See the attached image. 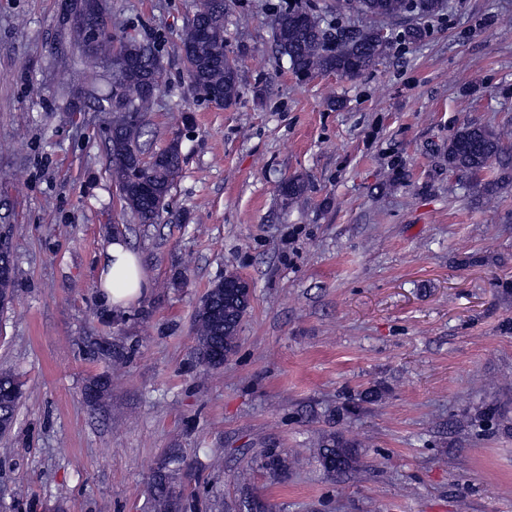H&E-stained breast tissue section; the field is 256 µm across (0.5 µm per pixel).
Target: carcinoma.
Wrapping results in <instances>:
<instances>
[{"mask_svg": "<svg viewBox=\"0 0 512 512\" xmlns=\"http://www.w3.org/2000/svg\"><path fill=\"white\" fill-rule=\"evenodd\" d=\"M229 0H199L197 10L181 38L187 75L190 83L210 102L232 106L242 94L239 59L231 54L224 42V15ZM445 0H336V15L357 14L369 20L358 30L336 29L327 33L321 20L311 12L285 6L276 15L274 31L276 48L287 58L291 69L300 75L336 73L352 77L371 67L384 55L389 39L380 35L378 21L401 19L412 13L429 15L443 11ZM85 27L99 29L94 44L79 29L70 31V38L85 57L111 53L115 56L116 74L105 89L76 88L70 91V106L77 100H88L95 112H110L108 154L112 176L119 188L124 211L141 224H153L169 206L168 199L182 169V150L179 138L172 139L158 153L148 152L143 138L149 134V113L155 97L144 92L145 84L161 85L164 69L159 55L148 44L129 39L114 43L106 20L90 18ZM505 134L479 125L458 129L448 139V166L470 180L475 189L490 191L492 185L483 175L492 160L502 151ZM153 163L146 165L143 159ZM306 191L305 182L292 177L281 184L285 201L300 198ZM228 272L204 295L195 316L197 354L210 368L222 363L207 361L209 351L216 345L224 348L229 359L238 343L241 322L250 307L251 297L235 302L224 301V280L236 278ZM24 394V382L17 374L0 371V436L12 428L18 403ZM316 453L321 463L333 458L331 476L347 475L357 470V445L337 435L317 440ZM281 454L273 448L259 457V466L277 470L282 466ZM151 512H184L194 508L195 493L185 494L175 489L157 470L148 482Z\"/></svg>", "mask_w": 512, "mask_h": 512, "instance_id": "carcinoma-1", "label": "carcinoma"}]
</instances>
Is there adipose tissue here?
Wrapping results in <instances>:
<instances>
[{
    "label": "adipose tissue",
    "mask_w": 512,
    "mask_h": 512,
    "mask_svg": "<svg viewBox=\"0 0 512 512\" xmlns=\"http://www.w3.org/2000/svg\"><path fill=\"white\" fill-rule=\"evenodd\" d=\"M142 261L125 239L114 238L100 256L99 301L110 310H120L146 292Z\"/></svg>",
    "instance_id": "ef3b65f1"
}]
</instances>
